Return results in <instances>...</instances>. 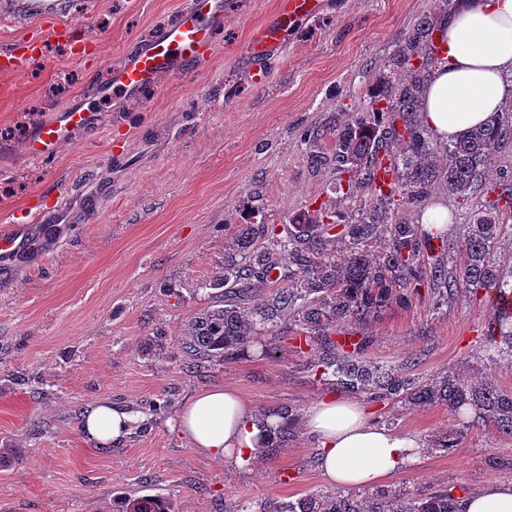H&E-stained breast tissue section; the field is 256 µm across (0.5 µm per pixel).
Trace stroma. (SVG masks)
<instances>
[{
    "mask_svg": "<svg viewBox=\"0 0 512 512\" xmlns=\"http://www.w3.org/2000/svg\"><path fill=\"white\" fill-rule=\"evenodd\" d=\"M189 0H57L38 17L30 0H0V47L58 29L44 57L0 75V232L48 214L23 259L0 277V512H112L119 496L158 495L176 512H240L330 492L316 444L297 428L236 468L192 448L176 425L201 390L235 388L255 413H306L330 388L308 368L287 326L263 330L233 360L194 366L179 340L189 321L224 303L214 285L241 257L246 224L281 231L319 206L349 214L347 175L313 170L308 129L328 130L361 106L375 67L435 0H329L271 58L269 79H248L253 26L278 0H225L224 27L207 60L123 99L101 101L110 66ZM93 105L98 125L65 142L55 160L25 158L21 131L51 109ZM491 308L460 297L443 312L430 295L391 306L363 326L367 358L416 359L426 377L448 367L493 373L512 389V367L485 360ZM107 399L137 415L123 444L101 448L82 412ZM370 417L417 436L421 456L385 479L414 492L512 484V438L470 430L451 451L433 440L467 417L444 406L369 404Z\"/></svg>",
    "mask_w": 512,
    "mask_h": 512,
    "instance_id": "stroma-1",
    "label": "stroma"
}]
</instances>
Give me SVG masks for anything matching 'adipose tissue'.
I'll list each match as a JSON object with an SVG mask.
<instances>
[{"label": "adipose tissue", "mask_w": 512, "mask_h": 512, "mask_svg": "<svg viewBox=\"0 0 512 512\" xmlns=\"http://www.w3.org/2000/svg\"><path fill=\"white\" fill-rule=\"evenodd\" d=\"M440 29L442 59L427 82L422 119L445 142L491 120L512 97V0H452ZM176 421L192 447L237 467L257 457L277 425L227 387L197 393ZM133 422L132 413L108 400L81 417L85 436L105 447L122 444ZM305 427L325 481L342 489L378 484L415 461L423 448L416 436L372 422L363 401L334 393L310 407Z\"/></svg>", "instance_id": "adipose-tissue-1"}]
</instances>
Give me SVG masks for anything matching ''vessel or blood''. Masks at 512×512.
I'll return each mask as SVG.
<instances>
[{"label": "vessel or blood", "instance_id": "vessel-or-blood-1", "mask_svg": "<svg viewBox=\"0 0 512 512\" xmlns=\"http://www.w3.org/2000/svg\"><path fill=\"white\" fill-rule=\"evenodd\" d=\"M224 0H189L172 21L150 39L136 47L125 61L110 71L100 85V98L112 99L157 86L165 76L184 73L203 56L213 52L215 34L224 24ZM327 0H279L272 20L252 28L247 49L253 65L249 71L253 83L264 84L265 62L288 41L297 24L324 14ZM42 47L30 39L0 50V72L16 70L21 60L40 57ZM96 123L93 108L71 105L54 110L24 143L26 157L38 161L53 160L70 136ZM27 225H14L0 234V257L15 260L27 249Z\"/></svg>", "mask_w": 512, "mask_h": 512}]
</instances>
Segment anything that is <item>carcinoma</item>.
Masks as SVG:
<instances>
[{"label":"carcinoma","instance_id":"carcinoma-1","mask_svg":"<svg viewBox=\"0 0 512 512\" xmlns=\"http://www.w3.org/2000/svg\"><path fill=\"white\" fill-rule=\"evenodd\" d=\"M440 2L442 6L423 15L379 65L366 88L364 107L330 132L332 156L310 152L314 167L331 164L337 173L348 175L345 195L352 202L351 219L320 208L296 219L298 233L286 239L273 224L243 225V245L263 239L269 246L224 268L218 282L229 286L224 306L194 317L180 345L201 363L231 360L256 341L261 327L286 319L298 348L315 351L309 367L336 388L365 394L373 403L393 400L410 407L442 405L469 412L471 419L463 428L433 441L434 447L449 451L469 430L487 425L512 438V391L499 387L491 374L464 375L455 368L420 378L408 363L391 367L367 359L369 341L363 336L335 338L338 324L366 323L393 304H411L423 289L438 310L464 293L478 300L489 288L512 297V267L494 256L495 245L512 229L507 224L512 218V178L503 175L486 184L493 152L512 144V107L500 111L491 124L446 143L432 140L417 117L429 70L440 60L441 46L431 35L439 31L438 19L450 0ZM383 165L392 168V178L375 187V173ZM439 188L466 200L482 190L497 192L496 199L471 213L463 235V260L454 266L444 261L450 250L445 227L393 220L396 209L416 207ZM337 239L347 254L327 249ZM283 253L294 265L288 270V286L252 302L255 284L273 280L271 272L279 271ZM484 351L490 361L512 365V304L493 308ZM272 415L279 424L271 441L284 445L293 436L299 414L288 405ZM467 494L464 486L417 493L377 488L366 496L306 495L260 512H461L460 501ZM115 507L116 512H174L171 501L155 495L120 498Z\"/></svg>","mask_w":512,"mask_h":512}]
</instances>
